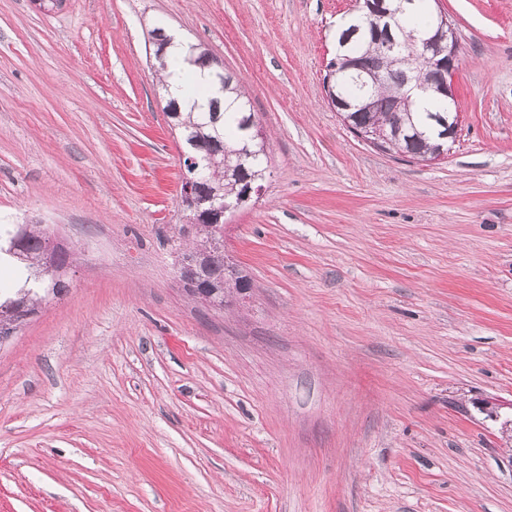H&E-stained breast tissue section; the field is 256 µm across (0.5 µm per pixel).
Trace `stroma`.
Masks as SVG:
<instances>
[{
  "label": "stroma",
  "mask_w": 512,
  "mask_h": 512,
  "mask_svg": "<svg viewBox=\"0 0 512 512\" xmlns=\"http://www.w3.org/2000/svg\"><path fill=\"white\" fill-rule=\"evenodd\" d=\"M353 6L0 0V220L70 254L0 343V512H512V0L430 2L460 45L433 163L329 105ZM157 26L245 82L267 141L223 309L177 273Z\"/></svg>",
  "instance_id": "stroma-1"
}]
</instances>
